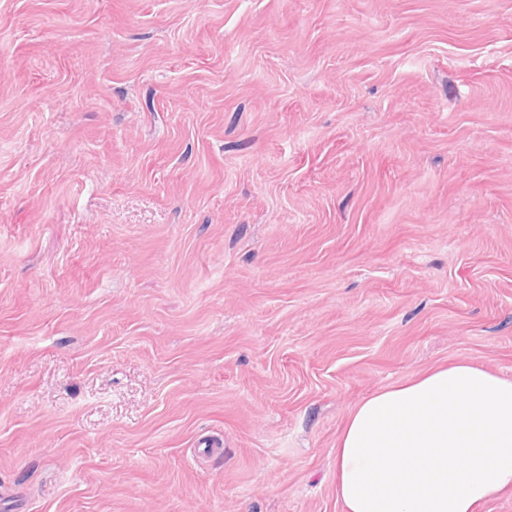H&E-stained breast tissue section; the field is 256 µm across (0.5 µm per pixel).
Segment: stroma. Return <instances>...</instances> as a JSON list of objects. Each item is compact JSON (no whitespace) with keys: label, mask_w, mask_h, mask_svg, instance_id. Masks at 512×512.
Returning <instances> with one entry per match:
<instances>
[{"label":"stroma","mask_w":512,"mask_h":512,"mask_svg":"<svg viewBox=\"0 0 512 512\" xmlns=\"http://www.w3.org/2000/svg\"><path fill=\"white\" fill-rule=\"evenodd\" d=\"M456 361L512 378V0H0V512H342Z\"/></svg>","instance_id":"35a3bbf8"}]
</instances>
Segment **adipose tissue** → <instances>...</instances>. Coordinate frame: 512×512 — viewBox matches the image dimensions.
I'll use <instances>...</instances> for the list:
<instances>
[{
    "label": "adipose tissue",
    "mask_w": 512,
    "mask_h": 512,
    "mask_svg": "<svg viewBox=\"0 0 512 512\" xmlns=\"http://www.w3.org/2000/svg\"><path fill=\"white\" fill-rule=\"evenodd\" d=\"M512 487V379L469 362L381 388L336 441L343 512H477Z\"/></svg>",
    "instance_id": "adipose-tissue-1"
}]
</instances>
